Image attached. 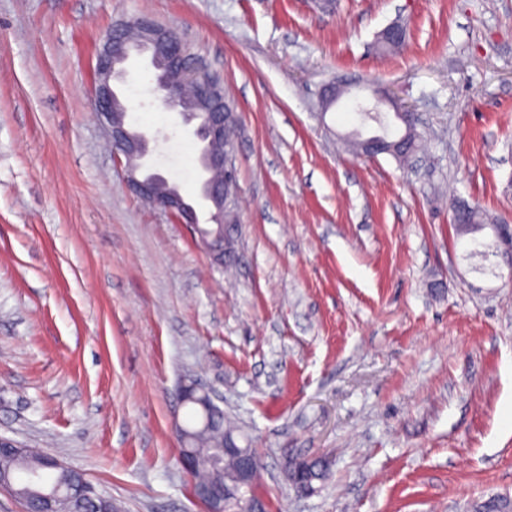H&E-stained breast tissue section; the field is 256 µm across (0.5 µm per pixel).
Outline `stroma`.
Wrapping results in <instances>:
<instances>
[{
	"label": "stroma",
	"instance_id": "35a3bbf8",
	"mask_svg": "<svg viewBox=\"0 0 512 512\" xmlns=\"http://www.w3.org/2000/svg\"><path fill=\"white\" fill-rule=\"evenodd\" d=\"M183 30L239 125L232 269L123 187L89 109L100 38ZM396 54L378 51L393 23ZM350 92L324 108L322 87ZM378 85L389 101L375 102ZM121 88L156 168L198 193L196 146ZM416 112L408 164L355 156L357 105ZM512 0H0V436L81 471L119 512H204L174 432L213 388L278 512H469L512 494ZM324 458L312 495L286 456ZM195 392H198L201 401L198 403V405L202 408V410L206 413V415H209V412L211 409L215 406L214 398L216 399L217 396L214 393L213 390L210 388H207L199 383H190V384H183L180 388V398L181 402L184 403V399H190L193 398V394Z\"/></svg>",
	"mask_w": 512,
	"mask_h": 512
}]
</instances>
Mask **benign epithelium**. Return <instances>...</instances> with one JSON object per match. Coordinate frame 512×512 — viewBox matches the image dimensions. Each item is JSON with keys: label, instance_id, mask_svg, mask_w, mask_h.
<instances>
[{"label": "benign epithelium", "instance_id": "1", "mask_svg": "<svg viewBox=\"0 0 512 512\" xmlns=\"http://www.w3.org/2000/svg\"><path fill=\"white\" fill-rule=\"evenodd\" d=\"M141 58L148 60L153 70L154 92L179 115L197 144L198 198L209 209L208 230L200 227L194 203L179 186L149 169L153 137L127 122V107L119 86L125 82L129 68ZM90 108L112 144L114 158L124 167L123 187L152 208L196 229L215 262L224 263V258L234 252L237 225L230 217L238 199L234 152L224 145V89L207 66L186 50L183 33L146 16L113 25L96 53ZM196 392L201 397L199 406L210 412L216 394L199 383L182 385L180 398L190 399ZM224 456L236 459L241 472L252 471L253 450L242 446L241 440L224 439ZM84 495H94L85 481L75 488L57 487L53 498L68 501Z\"/></svg>", "mask_w": 512, "mask_h": 512}]
</instances>
